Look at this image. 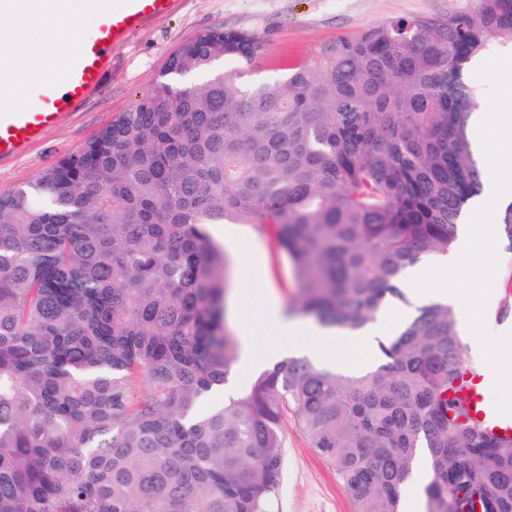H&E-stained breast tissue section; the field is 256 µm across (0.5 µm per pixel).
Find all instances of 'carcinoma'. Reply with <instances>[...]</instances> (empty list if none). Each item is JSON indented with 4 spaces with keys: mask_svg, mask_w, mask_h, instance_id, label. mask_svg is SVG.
Returning a JSON list of instances; mask_svg holds the SVG:
<instances>
[{
    "mask_svg": "<svg viewBox=\"0 0 512 512\" xmlns=\"http://www.w3.org/2000/svg\"><path fill=\"white\" fill-rule=\"evenodd\" d=\"M512 46V0L341 36L250 85L248 33L206 31L154 88L27 188L0 195V512H271L285 409L354 512H512V439L453 394L465 343L432 301L378 363L287 356L222 404L239 344L209 224H269L299 312L356 333L457 241L482 190L469 63ZM225 60L236 71L219 77ZM431 480V469L425 473H418L414 470L412 478L404 486L402 491V510L411 499H416L420 503V510H425V487Z\"/></svg>",
    "mask_w": 512,
    "mask_h": 512,
    "instance_id": "cac0c4a2",
    "label": "carcinoma"
}]
</instances>
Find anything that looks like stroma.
<instances>
[{
    "mask_svg": "<svg viewBox=\"0 0 512 512\" xmlns=\"http://www.w3.org/2000/svg\"><path fill=\"white\" fill-rule=\"evenodd\" d=\"M476 0H182L170 17L134 33L112 52L98 90L61 125L16 160L0 165V194L29 186L62 157L95 136L112 118L131 110L160 78L170 56L205 30H234L260 37L265 55L254 79L273 77L281 65L314 60L336 38L400 17H448ZM208 231L231 258L226 303L234 335L259 325L265 305L284 309L299 297L293 265L271 226L212 224ZM499 264L485 323L490 333L512 331V250L499 247ZM285 455L272 512H353L335 472L311 446L294 413L282 421Z\"/></svg>",
    "mask_w": 512,
    "mask_h": 512,
    "instance_id": "obj_1",
    "label": "stroma"
}]
</instances>
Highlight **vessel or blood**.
I'll return each instance as SVG.
<instances>
[{"instance_id":"1","label":"vessel or blood","mask_w":512,"mask_h":512,"mask_svg":"<svg viewBox=\"0 0 512 512\" xmlns=\"http://www.w3.org/2000/svg\"><path fill=\"white\" fill-rule=\"evenodd\" d=\"M180 0H84L90 35L54 65L45 83L40 65L20 62L22 37L0 26V162L14 160L59 125L101 84L111 50L145 24L172 14ZM458 399L492 433L512 436V419L494 414L479 376L464 379Z\"/></svg>"}]
</instances>
